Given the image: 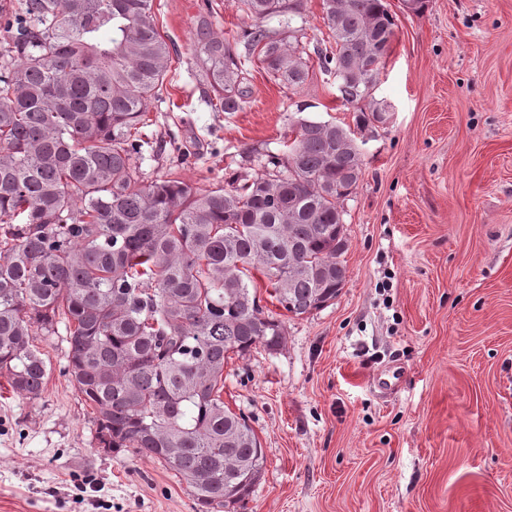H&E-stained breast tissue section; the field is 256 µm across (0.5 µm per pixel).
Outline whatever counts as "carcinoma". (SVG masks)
<instances>
[{
    "mask_svg": "<svg viewBox=\"0 0 512 512\" xmlns=\"http://www.w3.org/2000/svg\"><path fill=\"white\" fill-rule=\"evenodd\" d=\"M314 47L356 129L299 117L285 149L228 186L195 189L135 164L171 47L152 0H20L0 30V376L36 399L51 367L35 344L68 343L65 374L93 408L98 444L169 466L197 512H235L260 483L264 448L224 404V363L281 350L287 328L257 297L301 316L346 281L344 201L363 174L357 140L388 121L376 98L395 35L385 0H322ZM239 42L200 17L208 99L237 112L254 61L297 94L310 75L301 0H241ZM278 19V27L269 21Z\"/></svg>",
    "mask_w": 512,
    "mask_h": 512,
    "instance_id": "cac0c4a2",
    "label": "carcinoma"
}]
</instances>
